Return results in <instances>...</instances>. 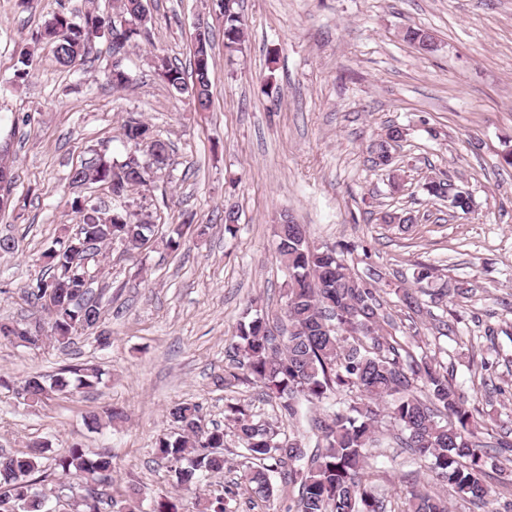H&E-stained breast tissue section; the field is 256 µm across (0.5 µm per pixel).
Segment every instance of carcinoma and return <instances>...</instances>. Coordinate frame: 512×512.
<instances>
[{"label": "carcinoma", "mask_w": 512, "mask_h": 512, "mask_svg": "<svg viewBox=\"0 0 512 512\" xmlns=\"http://www.w3.org/2000/svg\"><path fill=\"white\" fill-rule=\"evenodd\" d=\"M128 16L126 36L114 47L146 36L140 26L143 12L139 0H120ZM224 47L237 49L244 38L241 16L224 4ZM112 38L111 22L88 13L78 19L58 12L45 22L43 38L54 44L55 62L70 68L86 60L96 37ZM403 38L425 53L434 51L433 37L423 30L408 28ZM212 42L205 37L201 48L185 70L165 57L155 65L161 78L175 93L188 97L196 109L211 104ZM124 136L134 147L155 138L150 127L139 121L124 125ZM169 166V146L163 153L143 162L138 154L121 163L99 158L73 168L71 184L102 182L113 194L123 196L130 188L144 185ZM81 217L79 235L57 237L41 254L52 275L40 277L24 288L32 305L47 312V340L66 347L80 332L99 326V297L90 288V271L80 264L75 245L83 240L96 243L97 250L116 239L133 254L145 244L150 224L132 220L126 211H116L109 224L103 212L88 200L74 195L66 200ZM277 250L288 272L282 335L272 334L263 316L255 314L239 324L232 346L233 355L224 375L214 385L224 389L244 382L256 385L277 400L280 418L293 427L304 404H321L323 413L309 419L314 446L294 431L282 432L255 418L249 404L229 406L230 420L247 465L243 482L269 501L277 492L276 479L299 485L298 496L288 512H386L373 492L368 470L369 449L376 447L378 419L385 415L397 430V443L410 450L411 462L440 482L448 494H464L473 503L488 504L490 487L483 479L491 459L479 437L480 423L467 408L466 400L448 380V367L436 358L417 357L396 335L398 327L383 310L375 283L380 274L364 279L353 274L331 248L309 244L307 230L288 216L275 225ZM22 326L0 322V341L19 346L27 341ZM102 372L94 366H67L51 384L30 375L14 388L1 379L0 387L15 389L24 400L38 404L53 393L72 395L98 387ZM177 432L155 441L153 451L172 473L173 483L187 491L200 488L206 477L224 470V428L204 423L199 405L177 403L168 411ZM44 448L35 443L26 452L0 453V512H52L50 498L63 495L77 512H103V493L93 488L112 472V456L92 458L80 445H73L53 458V470L84 481V494L60 481L53 494L42 487L49 474L41 459ZM233 491L227 487L210 490L195 499L197 512H227ZM404 512H448L445 497L432 492L429 482L415 479L406 491ZM116 512H142L137 490L111 501Z\"/></svg>", "instance_id": "carcinoma-1"}]
</instances>
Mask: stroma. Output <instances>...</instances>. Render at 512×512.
Wrapping results in <instances>:
<instances>
[{"instance_id":"obj_1","label":"stroma","mask_w":512,"mask_h":512,"mask_svg":"<svg viewBox=\"0 0 512 512\" xmlns=\"http://www.w3.org/2000/svg\"><path fill=\"white\" fill-rule=\"evenodd\" d=\"M246 40L224 46L216 0H148V37L113 54L96 39L84 64L57 66L40 40L58 12L88 11L122 23L113 0H0V143L13 161L12 203L0 212V237L19 243L0 252V320L30 322L40 314L23 287L44 274L38 257L80 217L67 208L71 169L104 157L123 161L131 147L126 121L148 123L170 146L171 165L147 185L113 195L95 183L82 191L101 210L150 213L147 244L127 254L121 244L90 265L102 295L99 348L87 332L62 349L0 344V376L14 382L87 364L104 373L96 390L55 396L30 407L0 391V448L26 451L40 441L55 457L79 444L112 457L106 490L121 498L142 489L145 506L167 498L193 512L191 494L177 490L153 456L160 435L173 432L169 408L200 405L207 423H224L228 404L248 400L259 418L278 422L275 402L254 385L214 386L226 350L245 315L276 321L287 272L273 234L280 213L307 225L316 246H345L351 271L381 275L387 313L418 330L413 346L437 356L452 384L512 442V0H235ZM213 36L211 105L196 111L156 74L164 56L188 62L195 34ZM420 28L436 41L424 53L404 40ZM32 65L14 79L22 50ZM130 75L109 82L113 61ZM405 136L393 163L370 161L387 126ZM468 191L473 207L455 212L430 195L429 180ZM240 215L236 234L224 230V207ZM413 216L388 224L384 214ZM193 228H184L185 219ZM208 225L206 235L195 227ZM180 235L170 251L166 241ZM433 266L415 283L416 264ZM469 294H457L460 282ZM415 292L419 306H401L394 288ZM453 330L441 335L435 317ZM118 407L125 422L105 415ZM97 415L99 428L87 425ZM403 449L375 448L369 467L388 512H400L410 469ZM222 473L205 489L231 487L232 512H267L240 478L242 459L227 436Z\"/></svg>"}]
</instances>
